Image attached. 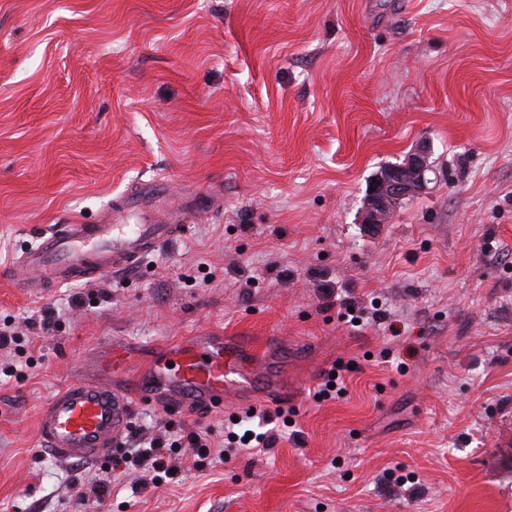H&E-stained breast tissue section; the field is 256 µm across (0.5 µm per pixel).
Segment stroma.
<instances>
[{"instance_id":"stroma-1","label":"stroma","mask_w":512,"mask_h":512,"mask_svg":"<svg viewBox=\"0 0 512 512\" xmlns=\"http://www.w3.org/2000/svg\"><path fill=\"white\" fill-rule=\"evenodd\" d=\"M421 144L428 190L367 232L374 177ZM151 180L214 203L137 266L0 278V512H512V0H0V268ZM199 333L285 341L273 423L157 398L112 458L43 448L63 387L134 394ZM237 417L273 447L172 456L159 485L113 465Z\"/></svg>"}]
</instances>
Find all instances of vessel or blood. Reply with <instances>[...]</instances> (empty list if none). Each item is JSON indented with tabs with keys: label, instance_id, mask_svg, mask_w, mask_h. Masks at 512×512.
Wrapping results in <instances>:
<instances>
[{
	"label": "vessel or blood",
	"instance_id": "vessel-or-blood-1",
	"mask_svg": "<svg viewBox=\"0 0 512 512\" xmlns=\"http://www.w3.org/2000/svg\"><path fill=\"white\" fill-rule=\"evenodd\" d=\"M195 207L161 214L152 224H61L39 246L0 276L17 288H41L92 277L137 263L183 228ZM160 397L176 410L214 409L231 398L240 404L279 402L288 393L271 349L261 351L229 336H191L154 357L136 396L103 383H73L40 411L46 448L63 461L111 455L127 430L139 400Z\"/></svg>",
	"mask_w": 512,
	"mask_h": 512
}]
</instances>
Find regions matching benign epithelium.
Wrapping results in <instances>:
<instances>
[{"label":"benign epithelium","mask_w":512,"mask_h":512,"mask_svg":"<svg viewBox=\"0 0 512 512\" xmlns=\"http://www.w3.org/2000/svg\"><path fill=\"white\" fill-rule=\"evenodd\" d=\"M427 154V147L421 146L404 163L388 166L376 177L363 211L362 223L366 224L367 230L373 231L378 225L387 223L393 202L426 190L431 171Z\"/></svg>","instance_id":"1"}]
</instances>
